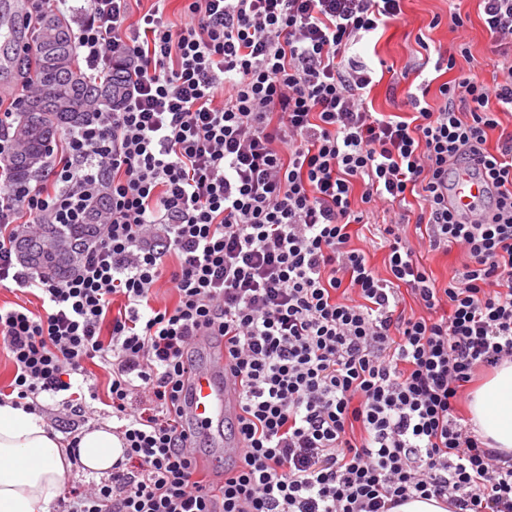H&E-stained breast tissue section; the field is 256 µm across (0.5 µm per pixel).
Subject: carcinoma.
Instances as JSON below:
<instances>
[{"label": "carcinoma", "instance_id": "1", "mask_svg": "<svg viewBox=\"0 0 512 512\" xmlns=\"http://www.w3.org/2000/svg\"><path fill=\"white\" fill-rule=\"evenodd\" d=\"M75 49L70 19L47 13L37 36L35 81L39 92L26 99L14 127L18 151L11 169L18 182L30 180L42 170L60 132L84 126L97 106H115L130 90L131 82L118 74L109 72L100 81L87 78ZM78 238L85 245L92 241L81 224H48L44 235L22 242L19 257L47 278L62 277L77 269V256L70 245Z\"/></svg>", "mask_w": 512, "mask_h": 512}]
</instances>
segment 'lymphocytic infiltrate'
Here are the masks:
<instances>
[{
	"label": "lymphocytic infiltrate",
	"instance_id": "lymphocytic-infiltrate-1",
	"mask_svg": "<svg viewBox=\"0 0 512 512\" xmlns=\"http://www.w3.org/2000/svg\"><path fill=\"white\" fill-rule=\"evenodd\" d=\"M168 2L26 0L30 26L71 11L88 70L135 76L35 183L0 181V282L41 302L0 309L14 367L0 403L42 413L56 396L87 423L71 377L96 360L121 421L124 463L68 490L62 512H391L416 496L512 512V456L459 413L479 372L512 362V0H481L499 76L422 79L408 118L370 110L373 77L346 56L402 20L403 0H186L178 27ZM461 165L495 187L486 214L449 211ZM414 194L412 219L396 206ZM102 195L74 275L20 265L21 236L86 223ZM376 208L382 274L353 243ZM412 221L429 251L461 250L446 285L419 262ZM163 278L174 305L158 302ZM203 335L223 337L242 389L238 469L215 480L179 424Z\"/></svg>",
	"mask_w": 512,
	"mask_h": 512
}]
</instances>
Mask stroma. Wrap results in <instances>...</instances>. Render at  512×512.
Returning <instances> with one entry per match:
<instances>
[{"label": "stroma", "instance_id": "obj_1", "mask_svg": "<svg viewBox=\"0 0 512 512\" xmlns=\"http://www.w3.org/2000/svg\"><path fill=\"white\" fill-rule=\"evenodd\" d=\"M24 0H0V97L18 94L20 81L16 76L19 60L14 50L15 33L12 20L25 12ZM466 16L465 29L456 31L449 25L452 12ZM405 18L388 24L369 39L353 47L352 53L375 71L377 83L370 98L378 112H406V94L411 75L424 73L444 83L463 73L474 71L485 80L499 74L502 58L491 47L481 17L480 0H405ZM429 41L456 51L459 44H466L470 55L458 59L454 70L435 72L428 61L421 41Z\"/></svg>", "mask_w": 512, "mask_h": 512}]
</instances>
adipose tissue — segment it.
I'll return each instance as SVG.
<instances>
[{
  "instance_id": "adipose-tissue-1",
  "label": "adipose tissue",
  "mask_w": 512,
  "mask_h": 512,
  "mask_svg": "<svg viewBox=\"0 0 512 512\" xmlns=\"http://www.w3.org/2000/svg\"><path fill=\"white\" fill-rule=\"evenodd\" d=\"M469 411L493 448L512 454V362L475 391ZM78 453L86 470L104 476L123 447L111 428L99 427L80 432ZM70 467L61 436L47 428L42 416L0 404V512H48Z\"/></svg>"
}]
</instances>
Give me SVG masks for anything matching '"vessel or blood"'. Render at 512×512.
Returning <instances> with one entry per match:
<instances>
[{
  "label": "vessel or blood",
  "mask_w": 512,
  "mask_h": 512,
  "mask_svg": "<svg viewBox=\"0 0 512 512\" xmlns=\"http://www.w3.org/2000/svg\"><path fill=\"white\" fill-rule=\"evenodd\" d=\"M490 190V185L470 170L459 169L448 191V207L453 213L470 217L486 206ZM185 368L183 424L193 426L217 458L236 459L240 443L237 438L227 436L225 424L239 412L241 391L230 373L223 340L198 337L196 352Z\"/></svg>",
  "instance_id": "b4317fda"
}]
</instances>
